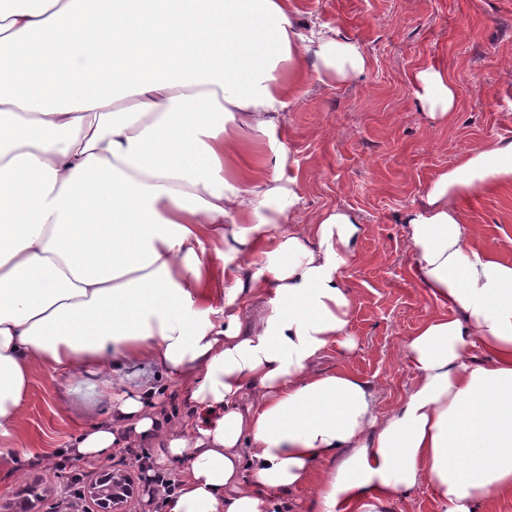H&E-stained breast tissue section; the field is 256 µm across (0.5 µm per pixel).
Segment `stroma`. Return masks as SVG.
I'll return each instance as SVG.
<instances>
[{
  "instance_id": "1",
  "label": "stroma",
  "mask_w": 512,
  "mask_h": 512,
  "mask_svg": "<svg viewBox=\"0 0 512 512\" xmlns=\"http://www.w3.org/2000/svg\"><path fill=\"white\" fill-rule=\"evenodd\" d=\"M301 22L357 42L370 60L362 77L319 82L284 112L276 138L286 150L282 177L295 179L303 223L323 210L355 211L363 225L358 257L347 270L356 306L349 358L329 350V370L342 363L371 378L382 408L404 394L411 377L402 343L434 310L409 277L412 248L403 224L431 176L462 153L512 139V0H295ZM446 72L459 104L446 124L430 121L409 77L417 69ZM484 250L512 261V187L465 201ZM129 389L152 387L162 423H192L180 379L155 366L124 372ZM63 376L33 367L23 419L28 448L69 447L103 406L91 389L69 397ZM99 477L90 461L0 470V512H17L27 486L42 492L33 512H61L60 496Z\"/></svg>"
}]
</instances>
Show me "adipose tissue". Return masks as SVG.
Listing matches in <instances>:
<instances>
[{
    "label": "adipose tissue",
    "instance_id": "obj_1",
    "mask_svg": "<svg viewBox=\"0 0 512 512\" xmlns=\"http://www.w3.org/2000/svg\"><path fill=\"white\" fill-rule=\"evenodd\" d=\"M0 20V468L37 462L22 405L46 365L108 407L60 456L162 440L184 462L160 512H287L299 489L309 512H393L423 484L440 512L512 503V262L460 206L512 186V140L461 154L405 216L410 276L436 309L384 410L352 367H318L356 348L358 215L301 223L284 147L253 152L302 95L308 57L346 81L369 68L361 46L303 27L290 0H112L104 15L96 0H0ZM104 27L108 83L86 38ZM50 32L63 65L33 93ZM410 82L430 120L452 119L446 73ZM144 364L184 380L191 425L163 427L150 392H126L121 368Z\"/></svg>",
    "mask_w": 512,
    "mask_h": 512
}]
</instances>
